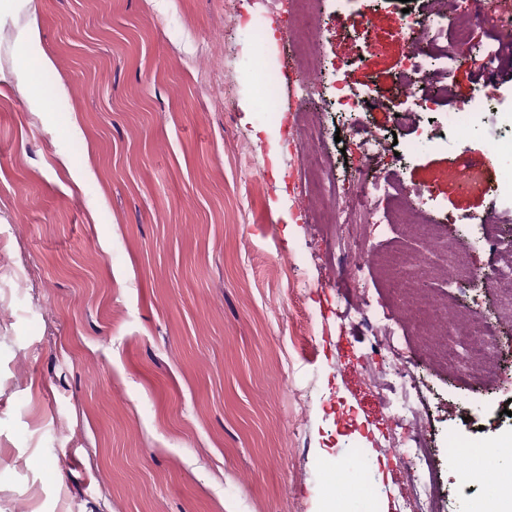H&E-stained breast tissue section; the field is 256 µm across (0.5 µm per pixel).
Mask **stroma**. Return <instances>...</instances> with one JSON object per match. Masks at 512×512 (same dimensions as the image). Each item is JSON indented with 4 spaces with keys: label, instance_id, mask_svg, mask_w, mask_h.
Wrapping results in <instances>:
<instances>
[{
    "label": "stroma",
    "instance_id": "stroma-1",
    "mask_svg": "<svg viewBox=\"0 0 512 512\" xmlns=\"http://www.w3.org/2000/svg\"><path fill=\"white\" fill-rule=\"evenodd\" d=\"M476 7L492 25L471 24ZM428 8L314 0L313 97L275 81L295 64L293 0H0V512H323L320 458L344 467L361 448L369 496L342 512H414L413 468L382 442L408 432L435 512H512V473L448 467L453 442L512 448V364L484 388L449 374L376 261L402 256L407 283L424 258L431 297L479 310L504 354L512 319L409 225L338 222L369 169L424 187L474 271L493 266L488 241L512 249V153L496 148L512 60H486L512 0H455L443 33L471 24L470 47L435 74L447 98L416 112L396 78L404 15ZM343 89L381 103L344 111ZM487 96L502 108L461 134L458 103ZM433 125L445 139L425 141ZM370 133L393 151L364 160ZM471 158L481 177L462 193ZM348 249L374 260L361 277ZM396 353L417 376L405 423L389 413Z\"/></svg>",
    "mask_w": 512,
    "mask_h": 512
}]
</instances>
